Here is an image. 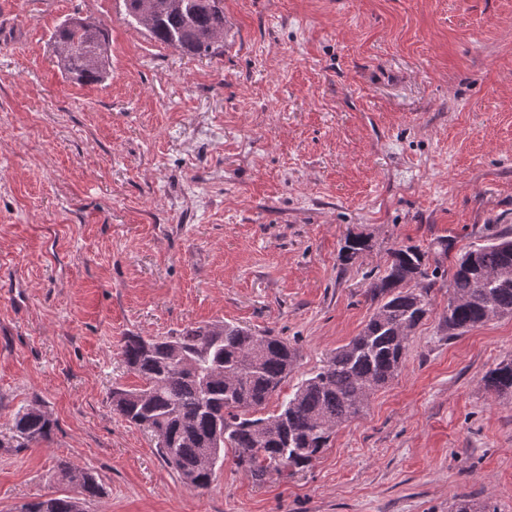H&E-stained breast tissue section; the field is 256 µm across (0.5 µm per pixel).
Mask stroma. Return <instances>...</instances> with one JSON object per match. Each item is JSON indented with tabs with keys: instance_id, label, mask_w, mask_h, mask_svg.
<instances>
[{
	"instance_id": "stroma-1",
	"label": "stroma",
	"mask_w": 512,
	"mask_h": 512,
	"mask_svg": "<svg viewBox=\"0 0 512 512\" xmlns=\"http://www.w3.org/2000/svg\"><path fill=\"white\" fill-rule=\"evenodd\" d=\"M123 0H0V427L39 400L52 439L0 451V512L104 487L86 512H512V317L449 339L447 287L398 376L291 478L188 489L112 409L125 336L200 323L298 351L290 393L365 326L397 244L512 228V0H224V52L154 41ZM101 20L112 72L67 81L50 35ZM373 249L345 266L348 233ZM487 390L496 394L512 392V359H504L483 376ZM57 470L61 480L76 490V496H40L21 505L18 512H85L84 505L104 493L103 485L88 469L64 462Z\"/></svg>"
}]
</instances>
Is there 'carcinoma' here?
Wrapping results in <instances>:
<instances>
[{
  "instance_id": "cac0c4a2",
  "label": "carcinoma",
  "mask_w": 512,
  "mask_h": 512,
  "mask_svg": "<svg viewBox=\"0 0 512 512\" xmlns=\"http://www.w3.org/2000/svg\"><path fill=\"white\" fill-rule=\"evenodd\" d=\"M124 7L130 26L147 29L168 47L198 57L223 53L224 0H124ZM51 39L57 46H82L57 59L67 79L88 85L108 77L109 34L102 25L70 17ZM371 248L368 237L349 233L341 261L354 264ZM455 248L447 236L429 250L390 248L383 271L369 276L366 294L376 307L362 331L303 377L275 413H265L266 405L294 371L297 350L278 336L230 322L164 338L124 337L120 355L142 385L112 388V410L150 432L164 464L192 490L209 488L226 463L256 484L303 471L336 428L359 416L371 395L398 376L415 329L431 312L437 282L448 281L441 320L450 339L512 315V229ZM483 381L496 394L512 392V359L490 368ZM55 427L35 400L0 428V442L21 453L49 440ZM57 470L76 495L40 496L18 512H85L84 505L104 493L88 469L64 462Z\"/></svg>"
}]
</instances>
